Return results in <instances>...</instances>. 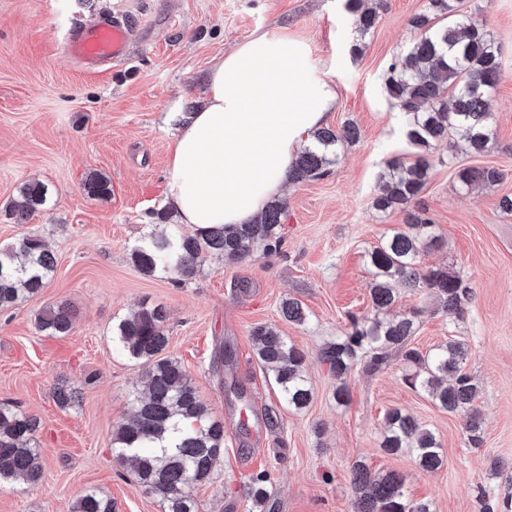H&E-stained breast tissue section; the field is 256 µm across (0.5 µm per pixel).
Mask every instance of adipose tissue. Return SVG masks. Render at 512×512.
Returning <instances> with one entry per match:
<instances>
[{"mask_svg":"<svg viewBox=\"0 0 512 512\" xmlns=\"http://www.w3.org/2000/svg\"><path fill=\"white\" fill-rule=\"evenodd\" d=\"M336 104L309 45L260 34L218 58L203 105L169 144L166 201L196 230L249 224L283 195L303 146Z\"/></svg>","mask_w":512,"mask_h":512,"instance_id":"1","label":"adipose tissue"}]
</instances>
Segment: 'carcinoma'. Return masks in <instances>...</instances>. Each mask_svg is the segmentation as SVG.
Masks as SVG:
<instances>
[{
	"label": "carcinoma",
	"instance_id": "carcinoma-1",
	"mask_svg": "<svg viewBox=\"0 0 512 512\" xmlns=\"http://www.w3.org/2000/svg\"><path fill=\"white\" fill-rule=\"evenodd\" d=\"M386 0H344V9L354 22L360 38L373 32L386 9ZM461 0H428L425 10L410 18L418 37L403 47L389 63L383 78V95L404 114V136L416 149L411 161L396 160L379 176L373 199L375 210L406 212V222L391 229L368 251L372 281L370 297L373 314L349 316L341 334L325 342L322 361L338 385L336 401L348 399L346 376L358 365L378 373L397 357L408 372L403 381L424 393L440 409L463 416L462 431L467 442L478 446L483 440V421L475 403L480 388L465 371L467 344L455 337L426 353L413 346L421 310L392 314L398 289L417 294L427 290L438 311L463 319L472 295L470 283L459 273L443 267L423 270L420 255L439 247L432 219L420 203L430 180L428 155L444 143L448 153L456 141L464 142L472 155L488 152L496 139L490 93L500 83L503 69L501 48L478 24L461 11ZM360 136L358 127L348 123L340 130L322 128L314 134L318 143L300 154L289 179L303 182L327 175L340 158V146ZM455 177L460 189L492 186L502 175L494 167L468 166ZM91 197L110 192L109 182L93 174L86 181ZM24 202L13 212L22 220L45 202L40 183L22 188ZM286 206L275 200L252 224H228L186 235L177 224H164L150 233L133 251L135 264L144 272L157 270L172 275L183 285L199 272L205 253L217 254L227 262L250 258L257 250L263 255L281 250V221ZM56 259L38 236H25L0 247V308L15 306L37 296L55 270ZM282 317L303 324L307 314L295 299L281 303ZM166 310L160 305H142L112 328V345L121 353L142 362L146 369L144 389L130 402L127 419L112 434V452L131 466V475L143 491L162 505L163 512H199L200 503L192 489L207 482L224 453V423L212 416L181 363L163 355L169 336ZM75 310L57 303L41 310L36 329L47 336L70 335ZM255 354L277 387L282 403L299 411L313 400L305 365L306 355L279 330L257 324L250 330ZM55 400L65 410L81 404L75 389L60 388ZM381 448L390 455L409 453L425 472L443 467L442 445L433 430L399 408L383 415ZM39 427L35 416L8 405L0 406V485L22 483L30 489L40 485L44 459L37 446ZM355 492L354 512H432L426 501L410 500L404 492V477L397 471L376 474L357 461L350 468ZM265 472L250 476L243 487L251 502L250 512H263L271 498ZM482 497V512H512V499ZM71 512H116L112 498L89 488L71 505Z\"/></svg>",
	"mask_w": 512,
	"mask_h": 512
}]
</instances>
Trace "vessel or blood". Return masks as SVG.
<instances>
[{
  "mask_svg": "<svg viewBox=\"0 0 512 512\" xmlns=\"http://www.w3.org/2000/svg\"><path fill=\"white\" fill-rule=\"evenodd\" d=\"M132 29L122 17L104 14L97 22L68 31L63 48L89 72L127 60Z\"/></svg>",
  "mask_w": 512,
  "mask_h": 512,
  "instance_id": "obj_1",
  "label": "vessel or blood"
}]
</instances>
